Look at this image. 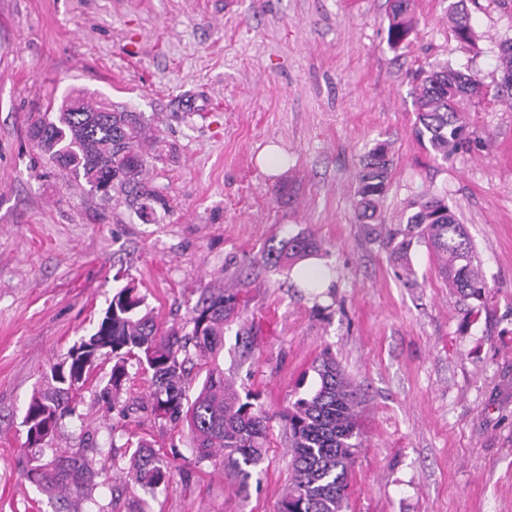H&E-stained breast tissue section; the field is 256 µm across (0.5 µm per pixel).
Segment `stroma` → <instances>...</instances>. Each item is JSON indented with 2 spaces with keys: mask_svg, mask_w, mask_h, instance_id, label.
Instances as JSON below:
<instances>
[{
  "mask_svg": "<svg viewBox=\"0 0 512 512\" xmlns=\"http://www.w3.org/2000/svg\"><path fill=\"white\" fill-rule=\"evenodd\" d=\"M450 2L412 0L418 28L394 47L389 0H0V512H277L291 459L280 414L318 388L326 351L361 401L348 512H512V102L465 101L484 143L442 163L414 136L409 80L449 62L497 83L512 0H464L467 42ZM78 91L142 113L166 143L145 212L89 193L30 139L28 113ZM380 141L394 152L382 223L445 196L489 286L478 322L464 324L425 245L410 287L355 223V171ZM269 145L275 173L259 161ZM298 234L325 242L305 265L327 266L326 287L264 262ZM126 285L183 334L204 293L235 297L219 363L270 416L247 492L195 463L186 424L124 414L146 385L108 389V361L53 440L90 461L83 495L60 506L25 480V406ZM112 437L150 442L174 467L169 489L127 485L128 457L95 452Z\"/></svg>",
  "mask_w": 512,
  "mask_h": 512,
  "instance_id": "1",
  "label": "stroma"
}]
</instances>
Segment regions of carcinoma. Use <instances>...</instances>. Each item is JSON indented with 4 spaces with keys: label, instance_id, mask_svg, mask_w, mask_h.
Segmentation results:
<instances>
[{
    "label": "carcinoma",
    "instance_id": "obj_1",
    "mask_svg": "<svg viewBox=\"0 0 512 512\" xmlns=\"http://www.w3.org/2000/svg\"><path fill=\"white\" fill-rule=\"evenodd\" d=\"M449 16L457 38L472 37L469 16L449 5ZM416 27L410 0H390L388 41L393 46L408 41ZM497 69V97L512 100V39L503 42ZM475 75L448 63L421 68L414 74L416 122L414 133L434 158L443 162L482 144L468 131L458 111V102L470 97ZM64 97L58 112H32L28 117L31 139L51 162L76 180H84L89 191L102 200L118 191L132 206L145 210L156 199L145 175L149 166L163 159L164 145L155 141L143 147L141 116L116 106L110 112H71ZM393 165L389 143L382 141L360 159L354 213L365 236L378 243L401 277L413 286L415 271L410 261L414 244L424 243L436 256L439 275L448 283L472 322L479 319L488 300L487 284L479 272L476 255L464 225L460 224L439 195H423L412 202L415 211L406 223H377V209L384 197ZM321 244L310 235H296L280 248L266 254L276 266L316 256ZM105 316L91 334L103 341L112 338L113 365L109 384L117 386L130 375H147L149 404L155 418L187 424L191 454L196 463L214 462L229 472L241 488L248 486L254 471L264 460L267 444V416L261 406L240 400L224 381L216 357L224 345V324L235 310L232 298L211 292L193 309L192 331L180 334L172 328L162 331L144 297L127 286L112 295ZM199 362L205 378L198 393L188 395L190 368ZM135 367L131 373L128 367ZM316 371L320 379L314 393L295 400L280 415L288 429L291 478L278 512H344L348 502L349 474L353 470L363 433L357 421L359 400L351 379L328 352L323 353ZM80 389L65 385L55 371L46 375V388L32 394L23 419L47 415L61 427L75 415V396ZM30 451L24 469L27 481L50 498L81 494L89 479V467L81 456L44 457L50 442L26 439ZM173 476L170 462L139 443L130 457L128 480L148 492L168 489Z\"/></svg>",
    "mask_w": 512,
    "mask_h": 512
}]
</instances>
